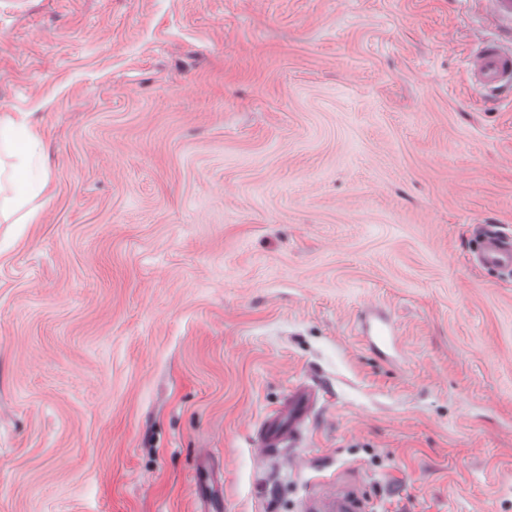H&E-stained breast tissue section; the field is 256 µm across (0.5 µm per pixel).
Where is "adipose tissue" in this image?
Returning <instances> with one entry per match:
<instances>
[{
	"label": "adipose tissue",
	"instance_id": "adipose-tissue-1",
	"mask_svg": "<svg viewBox=\"0 0 512 512\" xmlns=\"http://www.w3.org/2000/svg\"><path fill=\"white\" fill-rule=\"evenodd\" d=\"M50 186L39 160V135L22 116H0V220L30 224L32 203Z\"/></svg>",
	"mask_w": 512,
	"mask_h": 512
}]
</instances>
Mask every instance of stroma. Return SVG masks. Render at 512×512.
Here are the masks:
<instances>
[{"label":"stroma","instance_id":"1","mask_svg":"<svg viewBox=\"0 0 512 512\" xmlns=\"http://www.w3.org/2000/svg\"><path fill=\"white\" fill-rule=\"evenodd\" d=\"M481 0H0V512H512V108ZM384 319L377 352L362 333ZM321 398L291 462L259 421ZM472 84L488 99L512 104V45L487 42L467 57ZM39 144L37 131L25 117L0 116V221L31 224L36 220L37 208L30 206L50 186L39 160ZM470 260L480 270L500 279L512 277V235L485 225L474 237Z\"/></svg>","mask_w":512,"mask_h":512}]
</instances>
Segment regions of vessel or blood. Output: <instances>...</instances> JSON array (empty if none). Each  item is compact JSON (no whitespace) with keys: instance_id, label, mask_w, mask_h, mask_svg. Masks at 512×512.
Listing matches in <instances>:
<instances>
[{"instance_id":"b4317fda","label":"vessel or blood","mask_w":512,"mask_h":512,"mask_svg":"<svg viewBox=\"0 0 512 512\" xmlns=\"http://www.w3.org/2000/svg\"><path fill=\"white\" fill-rule=\"evenodd\" d=\"M493 23L512 33V0H485ZM472 83L488 99L512 104V47L487 42L467 57ZM470 260L495 278L512 277V235L487 225L474 237ZM314 386H294L282 403L259 424L254 445L264 457L279 456L286 448L299 447L316 410Z\"/></svg>"}]
</instances>
